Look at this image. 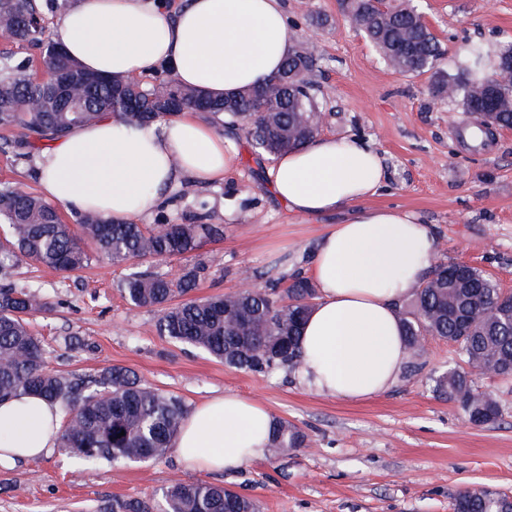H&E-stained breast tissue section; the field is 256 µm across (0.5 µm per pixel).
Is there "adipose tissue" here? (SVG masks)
<instances>
[{
  "label": "adipose tissue",
  "mask_w": 512,
  "mask_h": 512,
  "mask_svg": "<svg viewBox=\"0 0 512 512\" xmlns=\"http://www.w3.org/2000/svg\"><path fill=\"white\" fill-rule=\"evenodd\" d=\"M51 38L84 68L111 79L165 73L212 97L259 85L291 53L296 31L280 0H70ZM231 140L192 111L131 127L112 114L74 128L35 158L45 198L115 222L150 213L181 179L223 180ZM269 183L298 216L353 209L319 238L305 269L317 288L297 374L310 389L359 402L388 390L407 357L399 307L428 277L438 240L413 213L372 207L379 153L354 138L318 136L274 157ZM61 413L35 394L0 402V467L48 454ZM273 417L227 393L186 415L175 446L184 468L232 472L268 452Z\"/></svg>",
  "instance_id": "ef3b65f1"
}]
</instances>
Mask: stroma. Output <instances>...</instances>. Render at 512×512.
<instances>
[{
  "mask_svg": "<svg viewBox=\"0 0 512 512\" xmlns=\"http://www.w3.org/2000/svg\"><path fill=\"white\" fill-rule=\"evenodd\" d=\"M298 43L318 60L313 75L330 113L321 133L355 137L381 155L385 179L369 204L414 212L434 226L436 263L463 261L512 292V129L476 133L456 104L432 95L430 74L394 72L346 19L342 0H282ZM445 53V69L471 46L512 39V0H413ZM238 157L223 182L183 179L146 224L182 223L207 211L223 238L203 244L209 271L201 298L229 292L240 272H303L320 235L346 212L297 216L273 192L243 133L230 132ZM190 257L92 262L67 276L22 268L20 278L51 302L32 327L50 369L77 375L121 365L188 406L233 392L264 404L275 420L307 437L304 446L231 473L184 469L176 454L122 469L86 465L54 450L38 466L0 468V512H107L117 501L160 500L172 481H209L254 499L260 512H451L455 495L487 487L512 496V378L478 376L496 398L495 423L468 424L434 393V379L465 368L458 348L422 340L416 367L386 392L361 402L316 393L297 373L238 370L206 352L159 336L156 316L134 309L119 283L131 272L171 274ZM78 337L70 346L68 337Z\"/></svg>",
  "mask_w": 512,
  "mask_h": 512,
  "instance_id": "obj_1",
  "label": "stroma"
}]
</instances>
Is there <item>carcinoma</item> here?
Returning <instances> with one entry per match:
<instances>
[{
    "instance_id": "1",
    "label": "carcinoma",
    "mask_w": 512,
    "mask_h": 512,
    "mask_svg": "<svg viewBox=\"0 0 512 512\" xmlns=\"http://www.w3.org/2000/svg\"><path fill=\"white\" fill-rule=\"evenodd\" d=\"M346 17L376 48L384 63L406 74L432 73L433 92L455 102L480 132L488 130L485 113H495L497 125L512 128V42L504 44L492 69L482 47L470 50L467 60L450 73L439 67L442 53L436 37L421 22L408 0H389L387 10L376 0H343ZM39 0H0V34L18 44L39 46L41 64L70 71V106L45 98V87L33 80L28 61L0 58V129L15 132L0 143V151L31 161L44 142L63 137L78 125L111 112L127 124H138L184 110H199L201 91H187L169 82L146 88L128 83L121 91L101 83L68 56L50 52ZM317 59L301 45L288 56L279 74L259 87L222 100L208 98L207 114L220 130L244 133L254 153L277 156L295 150L319 132L326 108L312 75ZM304 75L288 90L277 80L287 71ZM136 98L130 112L125 95ZM46 99V109L34 112L30 101ZM196 214L188 223L115 224L92 212L79 216L77 227L65 223L57 206L42 197L0 184V401L21 392L34 393L61 411L57 447L87 463L121 467L165 457L187 414L184 400L144 383L134 372L111 365L87 379L48 368L42 341L29 318L51 309V302L32 286L14 279L22 265H39L60 274L87 268L95 258L114 264L185 256L206 240L224 235L221 224L207 223ZM456 265L436 267L416 288L407 309L400 312L408 350L416 352L421 336H435L458 346L477 372L499 367L512 376V314L502 308L498 284L470 266L459 275L446 274ZM207 271L200 261L171 277L134 272L121 291L135 309L156 314L160 336L202 349L224 364L258 374L299 363L298 341L313 305L315 288L299 274L282 289V278L270 277L264 289L226 292L173 302L198 287ZM434 391L455 403L465 419L485 425L501 417L498 401L480 391L472 373L450 370L435 380ZM124 436L117 437V434ZM305 442V435L286 421L275 423L268 452L276 458ZM112 512H257L252 498L210 482H173L160 502L136 499L117 502ZM453 512H512V498L488 488H468L453 499Z\"/></svg>"
}]
</instances>
